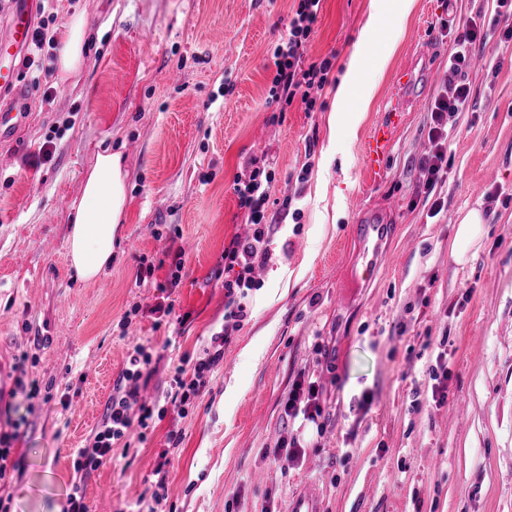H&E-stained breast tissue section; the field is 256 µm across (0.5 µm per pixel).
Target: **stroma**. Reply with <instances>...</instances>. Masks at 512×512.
<instances>
[{
  "label": "stroma",
  "mask_w": 512,
  "mask_h": 512,
  "mask_svg": "<svg viewBox=\"0 0 512 512\" xmlns=\"http://www.w3.org/2000/svg\"><path fill=\"white\" fill-rule=\"evenodd\" d=\"M299 0H54L52 33L87 22L82 70L47 85L15 135L0 141V428L18 425L9 488L12 512H64L76 449L102 420L129 348H151L142 387L164 399L174 368L195 358L224 321L225 246L250 229L234 182L250 162L275 173L271 199L291 197L300 220H281L271 260L250 296L251 314L187 414L168 407L145 441L115 453L86 483L91 512H133L167 434L161 512H287L301 483L323 491L324 512H512V40L478 42L465 72L466 111L452 120L446 205L436 217L420 192L429 109L452 90L448 58L466 21L493 19V0H416L388 16L370 54L393 51L354 129H331L333 92L371 0H323L304 58L332 57L313 111L269 102L273 46ZM430 51L436 80L391 119L393 82ZM392 124L382 180L367 143ZM50 161L38 164L40 149ZM121 153L129 200L120 244L98 280L75 278L67 256L71 202L103 149ZM392 201L395 222L378 269L354 281L353 218ZM485 219L466 263L450 255L468 210ZM184 263L168 279L174 255ZM155 262L144 284L142 260ZM39 280L36 292L26 285ZM190 313L182 329L151 310ZM140 313L123 317L132 305ZM50 337L34 349V335ZM448 349L444 402L431 398L439 343ZM33 356L28 380L53 397L31 399L14 366ZM324 383V427L293 432L283 402L300 371ZM296 436L298 458L279 451Z\"/></svg>",
  "instance_id": "obj_1"
}]
</instances>
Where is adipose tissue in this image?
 <instances>
[{
    "label": "adipose tissue",
    "mask_w": 512,
    "mask_h": 512,
    "mask_svg": "<svg viewBox=\"0 0 512 512\" xmlns=\"http://www.w3.org/2000/svg\"><path fill=\"white\" fill-rule=\"evenodd\" d=\"M413 6L414 0H374L370 18L336 86V109L330 115L331 124L352 128L359 123V113L342 111L341 106L350 99H366L372 94L374 83L367 77L372 32L385 14L403 19ZM86 49V21L83 16H73L62 36L58 56L60 72H78L85 63ZM127 201L128 173L121 154L107 149L99 152L94 165L84 175L81 196L72 202L69 212L67 254L78 280H95L111 264Z\"/></svg>",
    "instance_id": "ef3b65f1"
}]
</instances>
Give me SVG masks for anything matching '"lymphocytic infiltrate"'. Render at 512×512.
Here are the masks:
<instances>
[{
	"label": "lymphocytic infiltrate",
	"instance_id": "obj_1",
	"mask_svg": "<svg viewBox=\"0 0 512 512\" xmlns=\"http://www.w3.org/2000/svg\"><path fill=\"white\" fill-rule=\"evenodd\" d=\"M321 9V0H299L298 8L288 24V35L273 48L276 73L269 90L272 102L287 106L301 102L306 110H313L314 93L323 89L332 68L331 58L311 64L303 60L304 48L313 31ZM485 36L483 24L469 21L464 32L458 35L454 52L448 59V73L456 77L453 95L439 94L430 110L428 140L430 152L422 158V186L426 198L431 199V215H438L444 202L436 196V189L448 171V123L463 111L470 98V88L462 81L461 74L471 58L477 40ZM272 172L266 166L251 163L246 172L238 175L234 191L246 221L253 232L246 239H233L224 249V322L204 345L201 354L190 366L175 367L166 397L180 410H188L207 387L217 365L224 356V346L239 329L250 312V295L259 286L255 269L269 259V242L277 221L270 214L268 205ZM153 355L148 347L135 345L129 351L126 363L112 390L105 415L100 425L90 435L86 445L76 449L72 460L73 473L64 512H89L85 497V482L89 475L110 460L114 448H130L132 430L147 432L156 422L153 405L141 402L140 390L153 372ZM321 383L306 372L299 373L283 402L287 420L314 423L323 416L320 396ZM182 435L169 431L166 451L160 452L152 471V481L147 491L137 501V512H157L167 497L169 479L168 453L179 448Z\"/></svg>",
	"mask_w": 512,
	"mask_h": 512
}]
</instances>
